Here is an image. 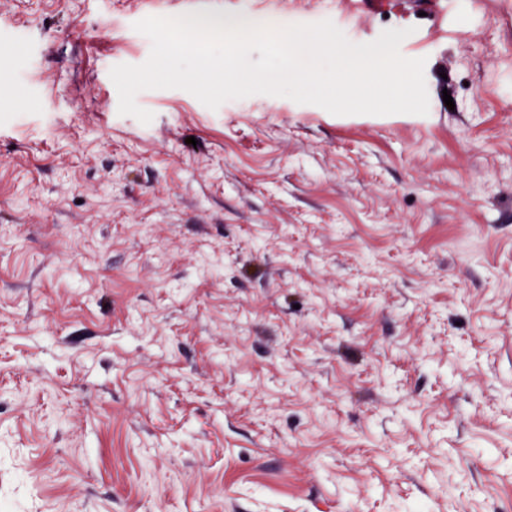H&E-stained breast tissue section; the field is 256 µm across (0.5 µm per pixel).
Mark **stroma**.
<instances>
[{
  "mask_svg": "<svg viewBox=\"0 0 512 512\" xmlns=\"http://www.w3.org/2000/svg\"><path fill=\"white\" fill-rule=\"evenodd\" d=\"M486 2L346 30L409 29L428 114L158 89L145 125L110 78L151 51L123 0H0L5 512H512V0Z\"/></svg>",
  "mask_w": 512,
  "mask_h": 512,
  "instance_id": "obj_1",
  "label": "stroma"
}]
</instances>
